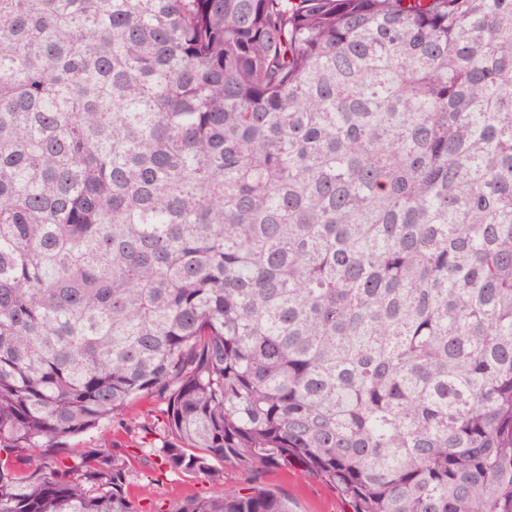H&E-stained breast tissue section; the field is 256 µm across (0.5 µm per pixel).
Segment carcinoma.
Masks as SVG:
<instances>
[{"instance_id":"1","label":"carcinoma","mask_w":512,"mask_h":512,"mask_svg":"<svg viewBox=\"0 0 512 512\" xmlns=\"http://www.w3.org/2000/svg\"><path fill=\"white\" fill-rule=\"evenodd\" d=\"M154 393L173 472L512 512V0H0V512H138L69 440Z\"/></svg>"}]
</instances>
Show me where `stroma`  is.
<instances>
[{"mask_svg": "<svg viewBox=\"0 0 512 512\" xmlns=\"http://www.w3.org/2000/svg\"><path fill=\"white\" fill-rule=\"evenodd\" d=\"M161 408L157 397L141 398L129 405L122 419L102 423L82 438L87 447L110 443L117 452L130 457L128 492L140 512H179L184 501L194 495H242L256 488L288 499L294 512H348L335 487L292 466L259 473L228 466L220 485L202 475L169 472L152 453L153 447L169 437Z\"/></svg>", "mask_w": 512, "mask_h": 512, "instance_id": "1", "label": "stroma"}]
</instances>
